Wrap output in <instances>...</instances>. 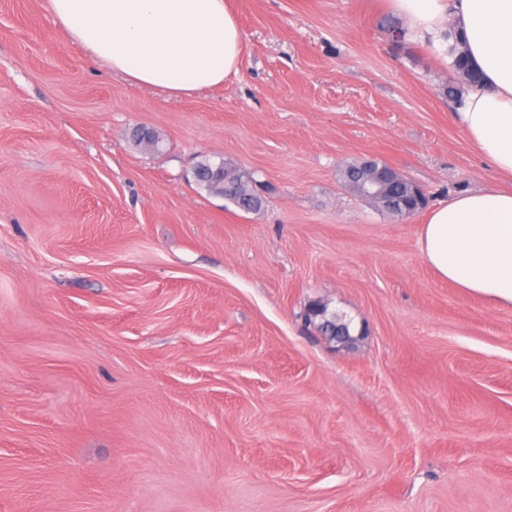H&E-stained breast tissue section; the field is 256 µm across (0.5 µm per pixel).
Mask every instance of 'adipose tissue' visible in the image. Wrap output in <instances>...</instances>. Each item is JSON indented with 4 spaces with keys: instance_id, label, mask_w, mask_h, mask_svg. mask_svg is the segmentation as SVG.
<instances>
[{
    "instance_id": "obj_1",
    "label": "adipose tissue",
    "mask_w": 512,
    "mask_h": 512,
    "mask_svg": "<svg viewBox=\"0 0 512 512\" xmlns=\"http://www.w3.org/2000/svg\"><path fill=\"white\" fill-rule=\"evenodd\" d=\"M423 37L453 27L482 75L455 119L501 185L433 208L418 247L435 275L512 305V0H392ZM92 61L140 87L179 98L239 71L241 29L227 0H47Z\"/></svg>"
}]
</instances>
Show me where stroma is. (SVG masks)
Instances as JSON below:
<instances>
[{
    "label": "stroma",
    "mask_w": 512,
    "mask_h": 512,
    "mask_svg": "<svg viewBox=\"0 0 512 512\" xmlns=\"http://www.w3.org/2000/svg\"><path fill=\"white\" fill-rule=\"evenodd\" d=\"M228 4L238 75L174 98L0 0V512H512V307L340 179L376 158L433 207L496 183L447 37L393 39L389 0ZM204 157L262 208L199 189ZM193 173L204 174L196 184L208 194L224 198L235 208L249 213L261 209L264 200L257 189L253 175L240 170L227 161L211 162L209 158L201 159L194 167Z\"/></svg>",
    "instance_id": "obj_1"
}]
</instances>
